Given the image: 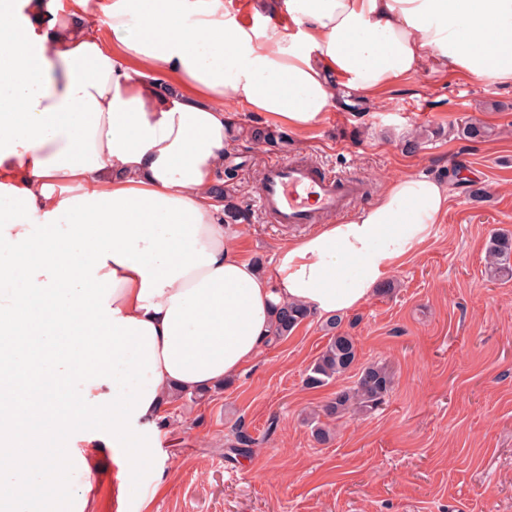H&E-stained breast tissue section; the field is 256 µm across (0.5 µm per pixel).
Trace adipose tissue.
Instances as JSON below:
<instances>
[{
  "mask_svg": "<svg viewBox=\"0 0 512 512\" xmlns=\"http://www.w3.org/2000/svg\"><path fill=\"white\" fill-rule=\"evenodd\" d=\"M1 30L0 512L29 478L39 512H89L72 457L150 469L143 430L255 362L275 305L362 308L448 209L442 180L396 177L259 269L212 194L240 111L301 132L340 86L427 61L512 85V0H255L248 22L225 0H0Z\"/></svg>",
  "mask_w": 512,
  "mask_h": 512,
  "instance_id": "ef3b65f1",
  "label": "adipose tissue"
}]
</instances>
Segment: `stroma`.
I'll use <instances>...</instances> for the list:
<instances>
[{
    "label": "stroma",
    "mask_w": 512,
    "mask_h": 512,
    "mask_svg": "<svg viewBox=\"0 0 512 512\" xmlns=\"http://www.w3.org/2000/svg\"><path fill=\"white\" fill-rule=\"evenodd\" d=\"M230 146L231 204L247 209L238 251L271 267L277 246L312 225L274 224L256 206L274 152L250 136L266 126L240 112ZM477 123L495 136L470 141ZM425 133L408 154L403 141ZM285 157L308 158L366 186L371 203L401 175L447 181L448 211L422 247L389 276L395 288L344 314L358 366L320 388L303 383L328 337L321 317L266 345L223 389L187 393L150 437L159 470L128 476L108 448L75 464L72 486L92 512H512V277L486 274L491 236L512 232V85L424 68L374 104L345 90L311 129L289 133ZM487 198H470L472 185ZM394 376L384 403L344 414L317 441L305 418L353 386L360 367ZM255 440L230 454L237 430Z\"/></svg>",
    "instance_id": "obj_1"
}]
</instances>
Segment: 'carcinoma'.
Wrapping results in <instances>:
<instances>
[{"label": "carcinoma", "instance_id": "carcinoma-1", "mask_svg": "<svg viewBox=\"0 0 512 512\" xmlns=\"http://www.w3.org/2000/svg\"><path fill=\"white\" fill-rule=\"evenodd\" d=\"M462 137L479 141L493 135V129L484 125L467 123L461 127ZM251 136L265 144L283 148L288 146V138L281 132L264 128H255ZM488 267L490 277L512 276V235L494 236L488 246ZM311 317V313L300 305L286 303L276 310V325L273 341L290 335L302 322ZM342 318L331 316L325 325L332 332L326 347L308 367L304 383L310 388H318L343 376L357 363V347L354 338L338 331ZM393 377L384 365L370 364L361 369L356 385L336 391L334 398L327 401L318 413L319 417L334 420L346 412L367 414L383 404L391 392Z\"/></svg>", "mask_w": 512, "mask_h": 512}]
</instances>
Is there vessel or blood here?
Wrapping results in <instances>:
<instances>
[{"label": "vessel or blood", "mask_w": 512, "mask_h": 512, "mask_svg": "<svg viewBox=\"0 0 512 512\" xmlns=\"http://www.w3.org/2000/svg\"><path fill=\"white\" fill-rule=\"evenodd\" d=\"M362 197L361 183L343 173L299 159L276 160L264 169L256 205L273 223L303 225L344 213Z\"/></svg>", "instance_id": "vessel-or-blood-1"}]
</instances>
